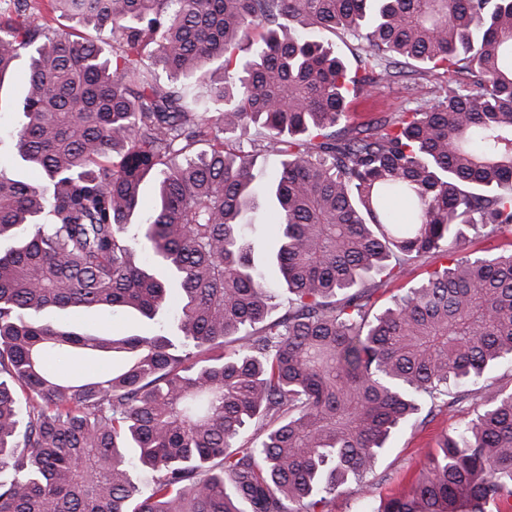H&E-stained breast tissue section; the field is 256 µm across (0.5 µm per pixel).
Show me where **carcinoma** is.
I'll return each mask as SVG.
<instances>
[{
    "label": "carcinoma",
    "mask_w": 512,
    "mask_h": 512,
    "mask_svg": "<svg viewBox=\"0 0 512 512\" xmlns=\"http://www.w3.org/2000/svg\"><path fill=\"white\" fill-rule=\"evenodd\" d=\"M13 2L0 91L28 55L8 138L43 181L0 173V512H320L423 405L466 401L475 417L370 512L512 499V391L484 379L512 356V252L465 255L469 229L512 227V0H47L110 58ZM322 31L361 42L355 70ZM419 71L446 79L436 102L347 123ZM148 177L158 206L129 238ZM172 293L175 334L36 319L152 320ZM77 355L109 368L74 375ZM56 317L75 325L87 332H96L106 328L115 334L145 333L169 325L170 311L163 310L155 320L150 321L125 309H82L66 310L56 314Z\"/></svg>",
    "instance_id": "obj_1"
}]
</instances>
